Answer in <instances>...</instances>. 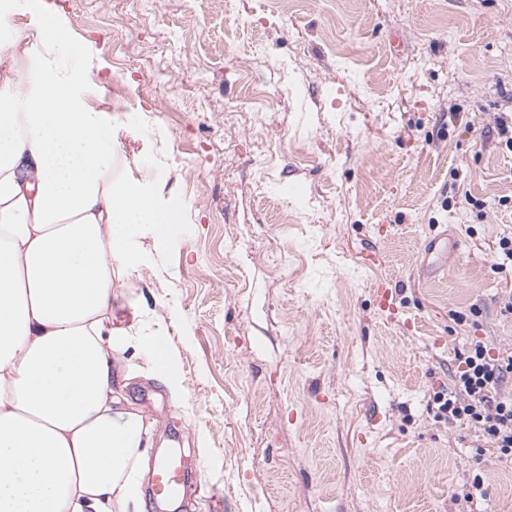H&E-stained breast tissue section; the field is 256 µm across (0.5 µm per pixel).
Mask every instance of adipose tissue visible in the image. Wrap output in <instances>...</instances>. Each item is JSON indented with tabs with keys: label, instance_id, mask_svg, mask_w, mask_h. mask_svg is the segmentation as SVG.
<instances>
[{
	"label": "adipose tissue",
	"instance_id": "ef3b65f1",
	"mask_svg": "<svg viewBox=\"0 0 512 512\" xmlns=\"http://www.w3.org/2000/svg\"><path fill=\"white\" fill-rule=\"evenodd\" d=\"M32 28L0 0V512H137L141 415L113 365L115 273L137 236L179 225L112 176V130L89 100L90 47L66 19Z\"/></svg>",
	"mask_w": 512,
	"mask_h": 512
}]
</instances>
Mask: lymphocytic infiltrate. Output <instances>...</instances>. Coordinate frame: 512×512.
I'll return each instance as SVG.
<instances>
[{"mask_svg":"<svg viewBox=\"0 0 512 512\" xmlns=\"http://www.w3.org/2000/svg\"><path fill=\"white\" fill-rule=\"evenodd\" d=\"M452 386L432 392L438 419L466 422L478 453L512 461V349L491 351L481 341L457 351Z\"/></svg>","mask_w":512,"mask_h":512,"instance_id":"f902f5d3","label":"lymphocytic infiltrate"}]
</instances>
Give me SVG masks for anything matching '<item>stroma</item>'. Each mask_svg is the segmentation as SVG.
Instances as JSON below:
<instances>
[{
    "label": "stroma",
    "instance_id": "35a3bbf8",
    "mask_svg": "<svg viewBox=\"0 0 512 512\" xmlns=\"http://www.w3.org/2000/svg\"><path fill=\"white\" fill-rule=\"evenodd\" d=\"M47 3L92 45L114 176L184 227L141 234V268L115 282L180 367L176 397L123 354L144 465L188 457L192 512H512V463L429 400L456 351L512 348V269L495 260L512 234L495 129L512 0ZM437 230L465 253L434 274ZM478 473L483 497L460 500Z\"/></svg>",
    "mask_w": 512,
    "mask_h": 512
}]
</instances>
